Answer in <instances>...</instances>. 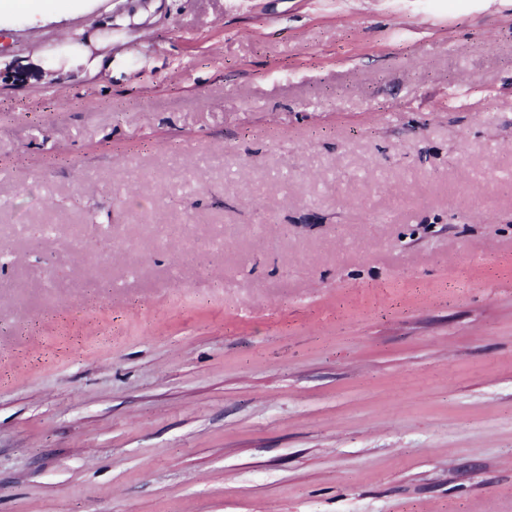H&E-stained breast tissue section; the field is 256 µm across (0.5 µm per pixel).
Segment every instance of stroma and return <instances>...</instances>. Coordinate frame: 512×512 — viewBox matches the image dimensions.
I'll return each instance as SVG.
<instances>
[{
	"label": "stroma",
	"mask_w": 512,
	"mask_h": 512,
	"mask_svg": "<svg viewBox=\"0 0 512 512\" xmlns=\"http://www.w3.org/2000/svg\"><path fill=\"white\" fill-rule=\"evenodd\" d=\"M0 54V512H512V0ZM104 25L111 30V35L104 36L96 31L81 39H66L39 55L36 64L46 72L65 69L93 75L111 71L112 53L108 47L112 44V14L107 16Z\"/></svg>",
	"instance_id": "stroma-1"
}]
</instances>
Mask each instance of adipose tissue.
Segmentation results:
<instances>
[{"label":"adipose tissue","instance_id":"1","mask_svg":"<svg viewBox=\"0 0 512 512\" xmlns=\"http://www.w3.org/2000/svg\"><path fill=\"white\" fill-rule=\"evenodd\" d=\"M99 0H0V32L16 26L39 29L94 11ZM111 36L94 32L81 39H67L38 56L43 70L59 69L98 74L112 68Z\"/></svg>","mask_w":512,"mask_h":512}]
</instances>
